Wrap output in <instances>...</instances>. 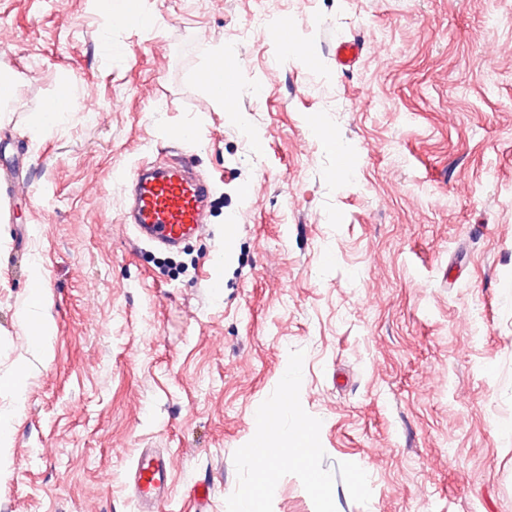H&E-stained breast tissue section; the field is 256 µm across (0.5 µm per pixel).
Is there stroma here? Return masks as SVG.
I'll return each mask as SVG.
<instances>
[{"label": "stroma", "mask_w": 512, "mask_h": 512, "mask_svg": "<svg viewBox=\"0 0 512 512\" xmlns=\"http://www.w3.org/2000/svg\"><path fill=\"white\" fill-rule=\"evenodd\" d=\"M142 4L0 0V167L31 187L0 193V512H137L144 448L175 458L167 512L201 484L206 512H512V0H282L290 51L252 27L267 0ZM230 43L228 109L196 75ZM173 161L210 179L209 228L133 245L126 179ZM269 440L297 462L260 476ZM99 7L110 18L118 20L119 24L132 19L140 25L148 27L153 22V17L143 11L142 1L140 0H121L118 8L112 0H101L99 1ZM362 44L356 39L340 38L336 40L335 56L336 62L343 69L354 63L361 53Z\"/></svg>", "instance_id": "stroma-1"}]
</instances>
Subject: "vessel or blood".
<instances>
[{
    "label": "vessel or blood",
    "mask_w": 512,
    "mask_h": 512,
    "mask_svg": "<svg viewBox=\"0 0 512 512\" xmlns=\"http://www.w3.org/2000/svg\"><path fill=\"white\" fill-rule=\"evenodd\" d=\"M362 45L350 38L336 42L339 66L350 67ZM133 232L137 242H150L168 249L206 229L205 203L210 195L207 178L184 164L154 166L133 173ZM171 462L167 454L142 450L131 473L133 498L140 512H163L168 500Z\"/></svg>",
    "instance_id": "1"
}]
</instances>
